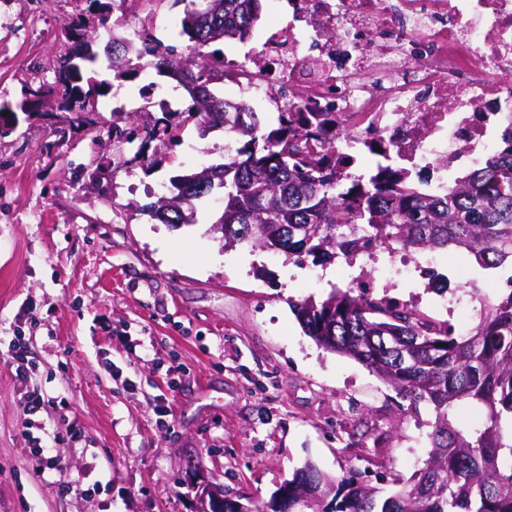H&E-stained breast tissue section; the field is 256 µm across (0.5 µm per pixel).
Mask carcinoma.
Masks as SVG:
<instances>
[{
	"mask_svg": "<svg viewBox=\"0 0 512 512\" xmlns=\"http://www.w3.org/2000/svg\"><path fill=\"white\" fill-rule=\"evenodd\" d=\"M175 2L185 4L180 35L191 42L195 71L183 70L173 44L150 66L185 88L192 100L188 116L200 129L222 126L247 141L222 163L173 177L170 195L145 207L153 219L173 228L191 224L197 204L218 190L221 212L211 230L222 234L226 248L273 250L323 265L397 245L411 254L464 250L483 269L512 267V133L497 157L440 195L418 191L404 170L386 168L367 180L338 173L309 145L323 135L316 113L279 112L270 122L247 102L215 93L224 69L207 62L215 54L209 47L248 36L262 0ZM63 36L75 54L71 68L24 91L16 111L39 113L42 101L54 97L80 122L112 90L86 67L96 61L87 31L70 25ZM139 42L138 48L133 41H109L114 78L139 76L142 65L133 60L161 46L146 28ZM137 135L130 119L112 120V138ZM506 283L497 301L481 305L478 322L464 335L413 307L350 288L292 304L317 346L357 360L412 402L433 406L432 452L413 483L383 500L359 474L338 480L307 462L288 481V498L274 496L267 509L254 512H512V276Z\"/></svg>",
	"mask_w": 512,
	"mask_h": 512,
	"instance_id": "cac0c4a2",
	"label": "carcinoma"
}]
</instances>
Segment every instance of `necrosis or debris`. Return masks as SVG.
Here are the masks:
<instances>
[{
    "label": "necrosis or debris",
    "mask_w": 512,
    "mask_h": 512,
    "mask_svg": "<svg viewBox=\"0 0 512 512\" xmlns=\"http://www.w3.org/2000/svg\"><path fill=\"white\" fill-rule=\"evenodd\" d=\"M224 69L253 110L335 115L316 152L439 193L512 129V0H288Z\"/></svg>",
    "instance_id": "obj_1"
}]
</instances>
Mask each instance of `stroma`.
Masks as SVG:
<instances>
[{
    "label": "stroma",
    "mask_w": 512,
    "mask_h": 512,
    "mask_svg": "<svg viewBox=\"0 0 512 512\" xmlns=\"http://www.w3.org/2000/svg\"><path fill=\"white\" fill-rule=\"evenodd\" d=\"M173 0H114L106 17L81 0H0V105L53 80L58 34L79 22L116 33L182 15ZM178 109L133 100L137 125L182 123L180 139H112V99L93 122L65 113L20 117L0 136V512H198L206 481L248 508L269 502L306 462L343 478L359 470L389 495L431 451L432 406L412 404L356 360L318 348L291 305L370 280L376 296L438 317L424 280L377 275L387 250L350 274L249 247L211 230L217 206L175 229L146 205L174 175L222 161L229 139L200 137ZM451 284L497 299L502 277L467 252ZM335 281H326L327 270ZM36 361L28 379L8 361L14 337ZM46 398L38 410L28 392ZM57 434L63 472H38L29 435Z\"/></svg>",
    "instance_id": "35a3bbf8"
}]
</instances>
